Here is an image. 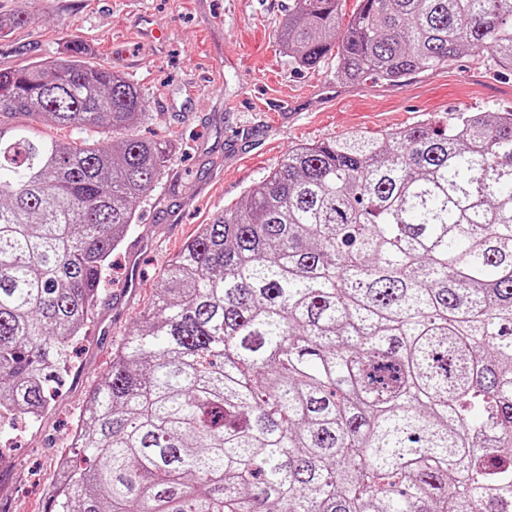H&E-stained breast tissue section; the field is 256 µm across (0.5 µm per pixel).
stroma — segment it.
<instances>
[{"label": "stroma", "instance_id": "obj_1", "mask_svg": "<svg viewBox=\"0 0 512 512\" xmlns=\"http://www.w3.org/2000/svg\"><path fill=\"white\" fill-rule=\"evenodd\" d=\"M287 8L288 0H0V16L30 17L0 35V69L81 41L91 63L137 85L149 114L140 135L171 150L166 173L137 204L112 253L81 353L53 372L54 399L40 422L0 454V512H44L53 464L160 269L288 150L348 135L380 137L452 112L512 110V70L474 53L395 85L373 76L341 83L332 57L300 67L278 41ZM144 13L163 27V39L144 37Z\"/></svg>", "mask_w": 512, "mask_h": 512}]
</instances>
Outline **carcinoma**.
<instances>
[{"label":"carcinoma","mask_w":512,"mask_h":512,"mask_svg":"<svg viewBox=\"0 0 512 512\" xmlns=\"http://www.w3.org/2000/svg\"><path fill=\"white\" fill-rule=\"evenodd\" d=\"M288 0L282 50L512 69V0ZM0 69V429L43 414L170 161L133 81ZM45 512H512V111L302 144L166 263Z\"/></svg>","instance_id":"obj_1"}]
</instances>
